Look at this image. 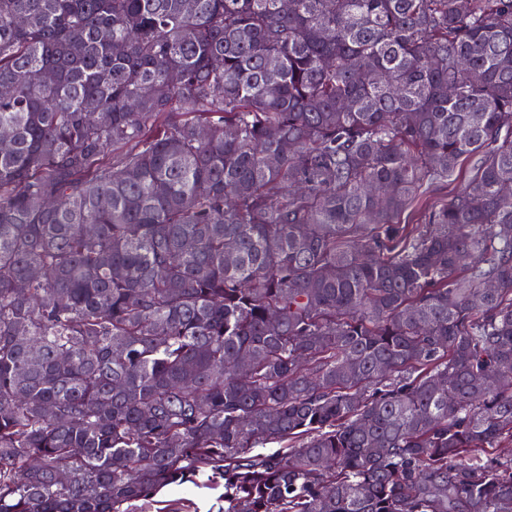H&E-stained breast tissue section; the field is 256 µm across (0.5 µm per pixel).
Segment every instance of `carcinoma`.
<instances>
[{
	"label": "carcinoma",
	"mask_w": 512,
	"mask_h": 512,
	"mask_svg": "<svg viewBox=\"0 0 512 512\" xmlns=\"http://www.w3.org/2000/svg\"><path fill=\"white\" fill-rule=\"evenodd\" d=\"M0 89V512H512V0H0ZM224 492L222 487L218 489H211L202 486H196L191 483L174 484L164 488L156 497L155 500L166 501L163 503H156L158 505L151 506L150 509H145V512H155L164 508L166 504L169 507H181L186 512H210L216 511V500L220 494Z\"/></svg>",
	"instance_id": "obj_1"
}]
</instances>
